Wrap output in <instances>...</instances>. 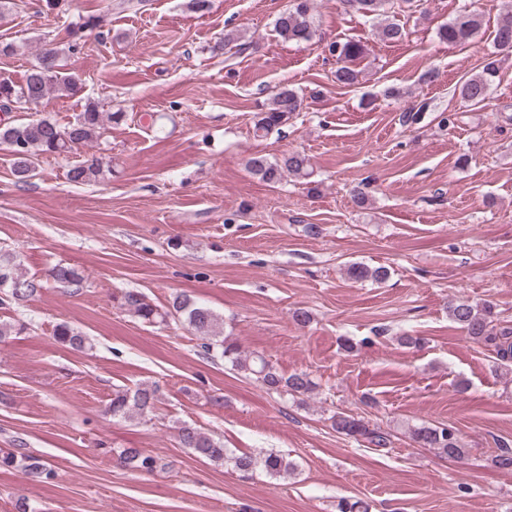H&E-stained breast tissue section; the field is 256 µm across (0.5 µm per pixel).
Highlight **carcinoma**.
Here are the masks:
<instances>
[{
	"label": "carcinoma",
	"instance_id": "1",
	"mask_svg": "<svg viewBox=\"0 0 512 512\" xmlns=\"http://www.w3.org/2000/svg\"><path fill=\"white\" fill-rule=\"evenodd\" d=\"M416 2L418 0H342L349 13L363 17H384V23L378 27V36L391 43L405 39L407 32L404 25L388 16L389 11L393 9L403 12ZM314 12L315 0H290V6L276 21L277 34L284 40L296 43L311 41L315 35ZM481 27L482 16L475 10H469L441 26L438 37L450 45L465 44L475 38ZM85 30L96 32V37L101 41L111 34V30L105 28L103 18L90 17L70 31L73 41L68 44L69 51L79 47ZM494 42L498 51L512 53V0H506L499 14ZM329 52L336 56L339 63L334 73L336 84L340 87L357 84L359 71L353 67V62L363 55V45L354 41L336 42L329 46ZM59 55L58 48H45L27 70L22 84L0 81V111L8 113L29 105L36 108L44 106L48 103L49 95L55 91L77 94L79 83L73 76L60 71ZM497 74L496 60L486 59L481 73L463 80L459 85L461 102L470 106L484 103ZM301 106L302 97L297 91L286 85L278 88L268 106L255 114V133L267 135L273 131H282ZM125 118L126 113L120 109L102 112L97 104L89 102L67 124H60L48 117L0 123V144L11 149L14 175L25 182L34 176V156L68 154L100 137L105 130V123L119 124ZM247 168L269 185L278 184L290 175L300 178L310 175L309 160L299 152H290L274 161L265 157H252L247 161ZM102 173V160L93 154L73 165L68 176L70 181L84 184L98 181ZM347 274L355 280L380 282L387 277L388 270L382 266L371 268L353 263L347 268ZM51 277L73 287L75 292L80 291L85 282L83 273L68 265L55 266L51 270ZM41 289V281L28 278L20 271L14 255L7 251L0 252V305L25 301ZM113 300L120 308L146 324L166 322L170 318L181 322L188 331L202 340V350L208 358L221 359L233 369L256 377L272 392L294 397L310 392L315 386L304 373L285 376L263 355L243 353L232 337L224 335V319L187 294L176 295L164 311L148 301L146 295L138 290H126L113 296ZM448 317L475 343L493 351L499 361L505 364L512 362V326L502 324L493 304L468 300L450 302ZM53 338L75 350L92 347L88 337L75 331L66 322L55 326ZM159 402V390L153 385H141L133 391L117 389L112 392L106 413L118 421L132 420L156 411ZM331 421L336 432L357 442L376 448H387L391 444L389 433L370 425L361 417L336 412L331 416ZM410 436L419 447L432 448L449 458L462 460L469 452L453 426L424 424L411 428ZM178 439L181 447L193 456L217 463L227 462L243 474L261 470L271 477H284L294 472V464L282 454L272 451L235 454L224 448L221 440L190 425L178 427ZM112 455L122 465L140 473L151 474L163 468L156 456L142 448H114ZM0 467L17 469L38 482H48L55 478V472L34 456L20 440L14 447L0 453Z\"/></svg>",
	"mask_w": 512,
	"mask_h": 512
}]
</instances>
